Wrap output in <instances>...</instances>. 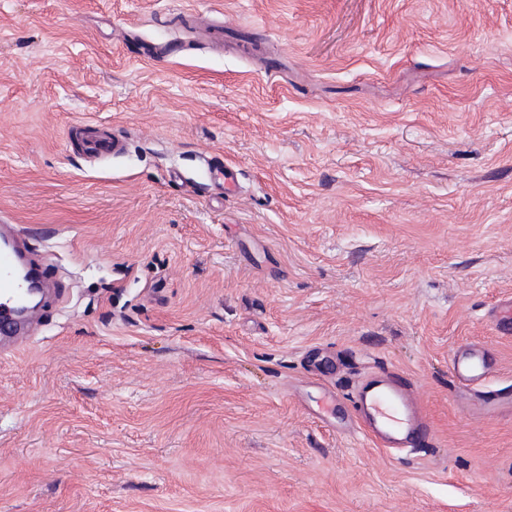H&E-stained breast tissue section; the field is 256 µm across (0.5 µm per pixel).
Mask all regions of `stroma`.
<instances>
[{"mask_svg": "<svg viewBox=\"0 0 512 512\" xmlns=\"http://www.w3.org/2000/svg\"><path fill=\"white\" fill-rule=\"evenodd\" d=\"M1 220L53 294L0 512H512V0H0ZM373 372L431 445L358 428ZM78 151L91 160H100L118 155L123 150V140L112 129L86 128L77 137ZM451 362L455 379L464 387L483 382L492 370V364L476 346L466 351H455Z\"/></svg>", "mask_w": 512, "mask_h": 512, "instance_id": "stroma-1", "label": "stroma"}]
</instances>
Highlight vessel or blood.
Listing matches in <instances>:
<instances>
[{"label": "vessel or blood", "instance_id": "b4317fda", "mask_svg": "<svg viewBox=\"0 0 512 512\" xmlns=\"http://www.w3.org/2000/svg\"><path fill=\"white\" fill-rule=\"evenodd\" d=\"M79 151L92 160L118 155L123 150L119 134L97 128L80 133ZM25 229L18 224L0 226V335H31L37 318L30 313L26 298L31 284L19 274L24 259ZM455 379L465 387L479 384L489 376L492 365L479 348L455 351L451 358ZM409 382L395 376L390 382L373 381L358 392L354 405L366 434L383 448H418L432 435L430 419L408 399Z\"/></svg>", "mask_w": 512, "mask_h": 512}]
</instances>
